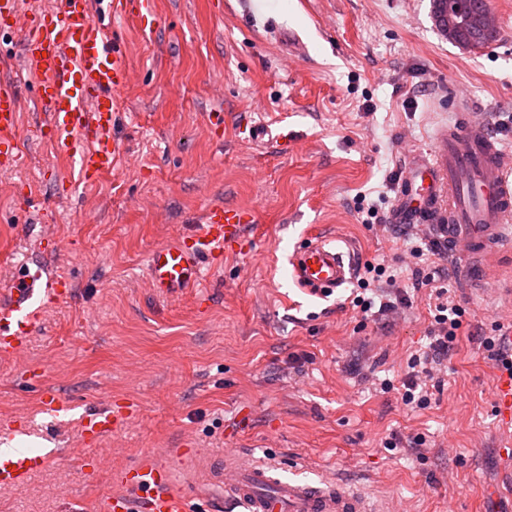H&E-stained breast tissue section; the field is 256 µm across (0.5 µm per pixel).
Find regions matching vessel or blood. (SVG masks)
<instances>
[{
    "label": "vessel or blood",
    "instance_id": "1",
    "mask_svg": "<svg viewBox=\"0 0 512 512\" xmlns=\"http://www.w3.org/2000/svg\"><path fill=\"white\" fill-rule=\"evenodd\" d=\"M113 16L137 11L150 15L151 0H106ZM22 33L18 55L22 70L34 78L44 110L43 126L57 154L75 158L83 181L111 172L120 158L113 132L130 67L113 35L92 15V0H0V37ZM21 86L0 80V166H14L19 130ZM499 139L487 119L460 113L439 134L431 157L402 181L391 220L428 227L433 240L466 277L489 278L490 261L512 242V165L505 164ZM253 216L240 208H207L196 228L152 249L148 278L161 296L200 287L208 266L226 247L244 238ZM301 287L332 290L349 282L353 260L323 237L308 238L290 260ZM69 280L47 266L21 267L0 289V353L22 351L33 325L52 304L71 293ZM494 400L502 424L512 427V373H500ZM43 410L63 425L70 409L55 392L44 391ZM129 415L103 406L81 415L85 442L95 443L123 428ZM57 455L56 449L0 452V490H23ZM200 449L187 447L176 460L152 456L126 465L112 476L116 487L102 512H191L186 486L192 485ZM275 462L242 455L234 462L211 461L210 485L224 490L227 502L245 512H384L359 490L335 480L308 482L283 477Z\"/></svg>",
    "mask_w": 512,
    "mask_h": 512
}]
</instances>
